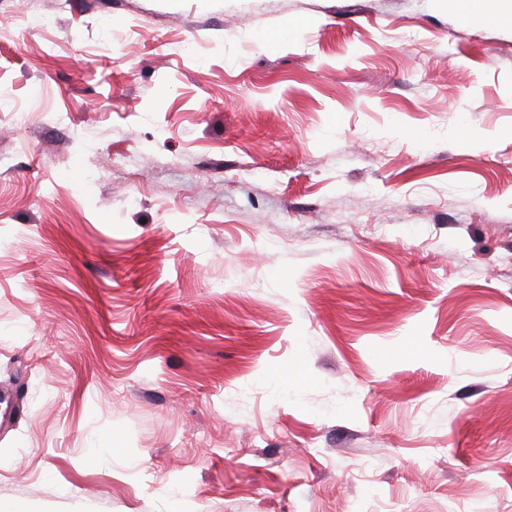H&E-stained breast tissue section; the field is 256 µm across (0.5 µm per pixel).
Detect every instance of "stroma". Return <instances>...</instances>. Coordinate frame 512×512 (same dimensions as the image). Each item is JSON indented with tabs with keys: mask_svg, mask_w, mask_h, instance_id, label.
<instances>
[{
	"mask_svg": "<svg viewBox=\"0 0 512 512\" xmlns=\"http://www.w3.org/2000/svg\"><path fill=\"white\" fill-rule=\"evenodd\" d=\"M1 151L0 502L512 512V28L0 0Z\"/></svg>",
	"mask_w": 512,
	"mask_h": 512,
	"instance_id": "35a3bbf8",
	"label": "stroma"
}]
</instances>
